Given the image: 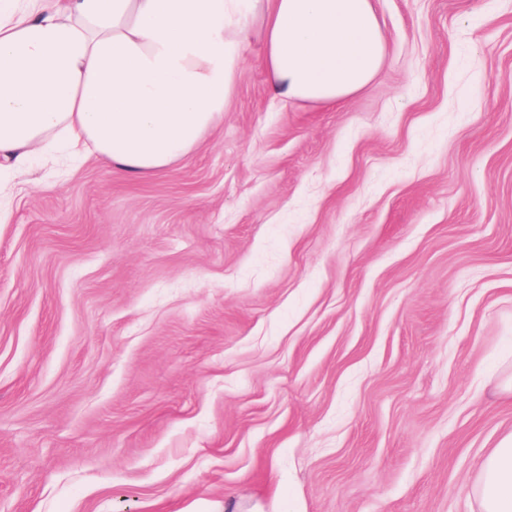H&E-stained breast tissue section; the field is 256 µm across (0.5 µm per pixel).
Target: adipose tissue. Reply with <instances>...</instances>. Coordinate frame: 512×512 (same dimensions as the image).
Returning a JSON list of instances; mask_svg holds the SVG:
<instances>
[{"label": "adipose tissue", "mask_w": 512, "mask_h": 512, "mask_svg": "<svg viewBox=\"0 0 512 512\" xmlns=\"http://www.w3.org/2000/svg\"><path fill=\"white\" fill-rule=\"evenodd\" d=\"M259 9L282 98L333 104L382 66L374 0H0V161L23 174L54 143L135 176L185 159L224 115ZM472 495L478 512H512V431Z\"/></svg>", "instance_id": "adipose-tissue-1"}]
</instances>
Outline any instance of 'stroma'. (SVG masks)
<instances>
[{
    "label": "stroma",
    "mask_w": 512,
    "mask_h": 512,
    "mask_svg": "<svg viewBox=\"0 0 512 512\" xmlns=\"http://www.w3.org/2000/svg\"><path fill=\"white\" fill-rule=\"evenodd\" d=\"M284 101L262 14L195 154L0 171V512H475L512 431V0H376Z\"/></svg>",
    "instance_id": "1"
}]
</instances>
